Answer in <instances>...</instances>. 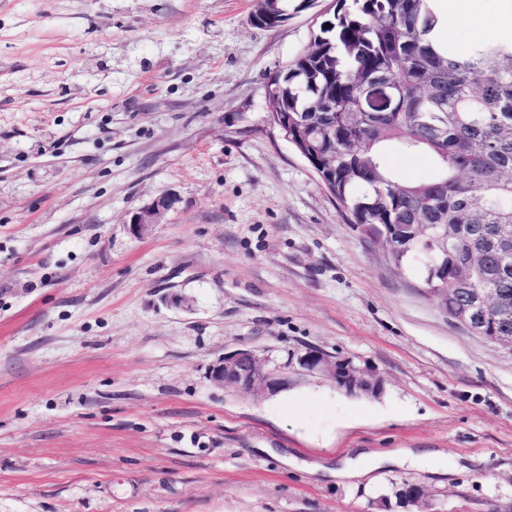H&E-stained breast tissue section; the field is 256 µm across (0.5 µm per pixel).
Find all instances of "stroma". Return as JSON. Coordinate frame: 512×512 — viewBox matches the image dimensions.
<instances>
[{"label": "stroma", "instance_id": "stroma-1", "mask_svg": "<svg viewBox=\"0 0 512 512\" xmlns=\"http://www.w3.org/2000/svg\"><path fill=\"white\" fill-rule=\"evenodd\" d=\"M291 2L264 28L255 0H0V512H512V351L391 266L271 119L338 8ZM446 23L499 32L467 0ZM311 348L382 391L304 372ZM238 349L287 389L216 383ZM360 448L446 466L329 476ZM177 202V195L170 192L140 208L130 220L129 225L133 235L141 236L152 224L162 223L166 214L175 207Z\"/></svg>", "mask_w": 512, "mask_h": 512}]
</instances>
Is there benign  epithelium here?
I'll return each instance as SVG.
<instances>
[{"instance_id":"1","label":"benign epithelium","mask_w":512,"mask_h":512,"mask_svg":"<svg viewBox=\"0 0 512 512\" xmlns=\"http://www.w3.org/2000/svg\"><path fill=\"white\" fill-rule=\"evenodd\" d=\"M177 202V195L170 192L140 208L130 220L133 235L141 236L151 225L162 223ZM298 363L309 372L328 377L350 394L380 390V381L373 375L317 349L306 351L299 357ZM211 376L215 382L246 396L276 393L288 386L287 373L276 366H270L267 359L248 349L224 354L212 366ZM399 497L405 504L417 506L422 503L424 493L417 486L406 484L399 491Z\"/></svg>"}]
</instances>
